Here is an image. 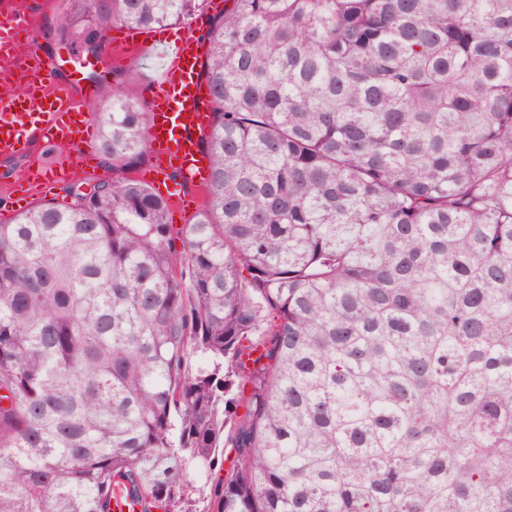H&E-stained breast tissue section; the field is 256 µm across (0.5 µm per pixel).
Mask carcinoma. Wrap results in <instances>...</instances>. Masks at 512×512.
<instances>
[{"mask_svg":"<svg viewBox=\"0 0 512 512\" xmlns=\"http://www.w3.org/2000/svg\"><path fill=\"white\" fill-rule=\"evenodd\" d=\"M226 2L192 222L120 177L0 224V512H512V0Z\"/></svg>","mask_w":512,"mask_h":512,"instance_id":"carcinoma-1","label":"carcinoma"}]
</instances>
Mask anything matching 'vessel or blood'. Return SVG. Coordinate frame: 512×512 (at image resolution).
<instances>
[{"label": "vessel or blood", "mask_w": 512, "mask_h": 512, "mask_svg": "<svg viewBox=\"0 0 512 512\" xmlns=\"http://www.w3.org/2000/svg\"><path fill=\"white\" fill-rule=\"evenodd\" d=\"M37 6V0H29L26 9L20 11L13 0H0V10L9 17L8 26L0 25L1 49L16 29L25 33L29 48L37 47ZM203 53V43L189 32L166 42L163 79L147 100L152 168L161 176L164 198L174 210L183 209L191 194L203 189L208 177V161L201 148V137L210 122V100L200 78ZM80 87L81 81L75 77L59 81L54 61L42 57L37 83L0 99V158L27 155L35 143L44 140L68 151L55 169L24 171L23 200L50 192L91 161L85 147L93 135V124L74 99Z\"/></svg>", "instance_id": "vessel-or-blood-1"}]
</instances>
